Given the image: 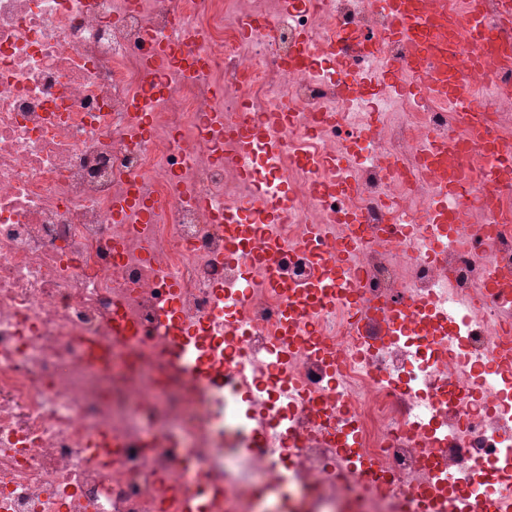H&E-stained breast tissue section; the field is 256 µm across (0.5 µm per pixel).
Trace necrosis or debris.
I'll use <instances>...</instances> for the list:
<instances>
[{
    "label": "necrosis or debris",
    "mask_w": 512,
    "mask_h": 512,
    "mask_svg": "<svg viewBox=\"0 0 512 512\" xmlns=\"http://www.w3.org/2000/svg\"><path fill=\"white\" fill-rule=\"evenodd\" d=\"M368 0H311L284 14L280 0H0V512H256L275 459L252 463L248 481L215 485L212 461L232 466L251 442L254 409L281 387L305 398L282 450L300 487L326 512H412L424 467L448 474L447 496L512 497V471L488 459L512 447V378L498 363L512 321V176L493 201L478 187L497 159L472 150V184L452 233L428 223L431 179L416 159L433 139H461L452 119L470 105L493 136L512 137V67L470 68L466 102L394 91L346 101L339 72L281 66L300 33L314 43L359 31L379 37L385 15ZM266 16L272 28L242 35ZM168 53L170 64L148 73ZM205 59L196 72L185 57ZM344 115L316 127L314 114ZM275 129L276 163L240 168L229 151L239 117ZM353 143L354 170L328 161ZM356 180L349 197L319 198L311 181ZM288 199V221L252 216ZM251 225L253 248L274 246L289 292L264 270L224 258L219 215ZM335 256L343 282L319 306L295 305L316 256ZM448 291L466 324L462 355H442L446 331L419 298ZM408 314L403 344L362 332L381 306ZM323 353L291 342L281 317ZM133 324L113 333V316ZM200 330L213 353L196 372L170 373L173 321ZM241 336L225 348L217 327ZM264 358L263 397L242 409L235 376ZM355 426L352 450L376 482L339 466L336 431Z\"/></svg>",
    "instance_id": "1"
}]
</instances>
